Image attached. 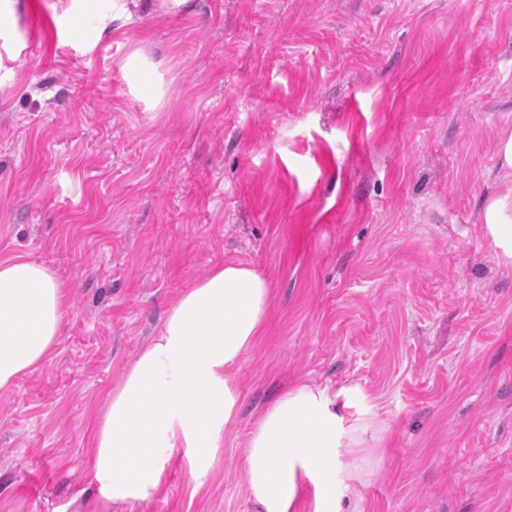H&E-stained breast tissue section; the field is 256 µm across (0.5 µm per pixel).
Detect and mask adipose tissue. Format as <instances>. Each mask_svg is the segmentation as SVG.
<instances>
[{
    "label": "adipose tissue",
    "mask_w": 512,
    "mask_h": 512,
    "mask_svg": "<svg viewBox=\"0 0 512 512\" xmlns=\"http://www.w3.org/2000/svg\"><path fill=\"white\" fill-rule=\"evenodd\" d=\"M481 219L511 259L512 200H490ZM270 302L269 282L230 261L167 309L94 425L89 484L100 499L144 500L179 455L192 475L213 465L239 413L234 371L264 329ZM67 306L50 268L24 255L0 261V391L49 357ZM374 425L358 385L301 381L281 391L248 434L245 512H345L353 483L365 474L355 451L376 439Z\"/></svg>",
    "instance_id": "adipose-tissue-1"
}]
</instances>
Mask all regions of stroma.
Returning <instances> with one entry per match:
<instances>
[{"mask_svg":"<svg viewBox=\"0 0 512 512\" xmlns=\"http://www.w3.org/2000/svg\"><path fill=\"white\" fill-rule=\"evenodd\" d=\"M111 7H0V260L69 298L0 392V512H243L248 433L299 379L359 385L383 428L347 512H512V261L479 221L512 190V0H191L99 34ZM229 261L272 294L215 466L103 503L98 412Z\"/></svg>","mask_w":512,"mask_h":512,"instance_id":"35a3bbf8","label":"stroma"}]
</instances>
